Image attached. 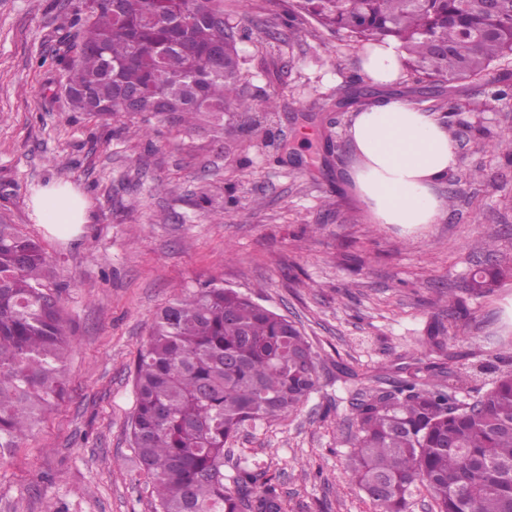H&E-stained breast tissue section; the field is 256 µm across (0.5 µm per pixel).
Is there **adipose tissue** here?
<instances>
[{
	"mask_svg": "<svg viewBox=\"0 0 512 512\" xmlns=\"http://www.w3.org/2000/svg\"><path fill=\"white\" fill-rule=\"evenodd\" d=\"M404 54L385 40L370 44L361 69L370 82L388 88L402 78ZM353 190L374 223L436 224L446 212L438 187L457 165L455 142L436 112L403 97L358 107L347 130ZM31 215L54 236L69 238L87 223L86 202L70 184H53L30 198Z\"/></svg>",
	"mask_w": 512,
	"mask_h": 512,
	"instance_id": "obj_1",
	"label": "adipose tissue"
}]
</instances>
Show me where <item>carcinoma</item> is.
<instances>
[{
  "label": "carcinoma",
  "mask_w": 512,
  "mask_h": 512,
  "mask_svg": "<svg viewBox=\"0 0 512 512\" xmlns=\"http://www.w3.org/2000/svg\"><path fill=\"white\" fill-rule=\"evenodd\" d=\"M85 0L69 17L77 55L65 91L80 112H120L124 87L142 88L139 111L173 112L190 125L222 112L224 132L255 131L258 112L240 89L229 24L207 21L220 0ZM288 14L356 41L392 39L429 83L490 84L486 104L512 102V0H293ZM43 247L0 224V464L63 397L69 326L48 281ZM512 267L474 269L484 295ZM491 387L457 404L436 368L393 381L356 406L348 472L376 512H410L419 487L434 512H512V369L491 363ZM317 354L295 322L212 279L164 306L135 367L131 445L151 479L155 512H281V493L258 462L224 475L225 444L248 425L285 418L316 390Z\"/></svg>",
  "instance_id": "1"
}]
</instances>
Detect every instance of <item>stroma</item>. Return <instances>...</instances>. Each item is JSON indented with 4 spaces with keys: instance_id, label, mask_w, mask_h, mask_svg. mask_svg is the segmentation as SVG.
Returning a JSON list of instances; mask_svg holds the SVG:
<instances>
[{
    "instance_id": "1",
    "label": "stroma",
    "mask_w": 512,
    "mask_h": 512,
    "mask_svg": "<svg viewBox=\"0 0 512 512\" xmlns=\"http://www.w3.org/2000/svg\"><path fill=\"white\" fill-rule=\"evenodd\" d=\"M289 2L224 0L225 20L248 32L244 91L276 105L260 132L230 141L220 121L75 111L59 60L75 57L76 39L60 22L84 0H0V221L47 252L71 332L64 396L0 465V512H154L130 445L134 366L156 311L211 279L299 322L318 355L309 399L240 432L224 462L228 475L262 463L282 512H375L347 472L356 398L433 365L470 402L492 376L460 377L461 365L498 356L512 369V278L467 290L477 261L512 266V164L483 145L512 136V104L483 109L479 81L426 98L404 71L395 96L460 108L445 116L458 166L438 189L455 206L418 232L373 223L349 188L352 110L338 105L365 46L311 20L285 26ZM477 168L483 181H469ZM58 181L89 215L65 240L28 206ZM490 238L495 253L473 251ZM433 330L442 348L426 345Z\"/></svg>"
}]
</instances>
